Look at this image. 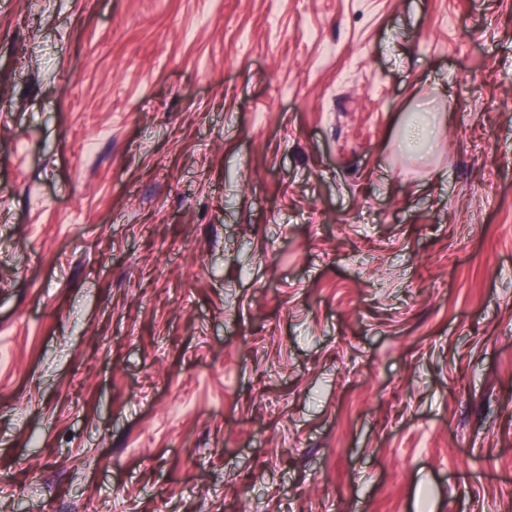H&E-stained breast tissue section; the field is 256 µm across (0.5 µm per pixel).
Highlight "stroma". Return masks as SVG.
Listing matches in <instances>:
<instances>
[{
  "label": "stroma",
  "instance_id": "stroma-1",
  "mask_svg": "<svg viewBox=\"0 0 512 512\" xmlns=\"http://www.w3.org/2000/svg\"><path fill=\"white\" fill-rule=\"evenodd\" d=\"M359 501L512 512V0H0V512Z\"/></svg>",
  "mask_w": 512,
  "mask_h": 512
}]
</instances>
